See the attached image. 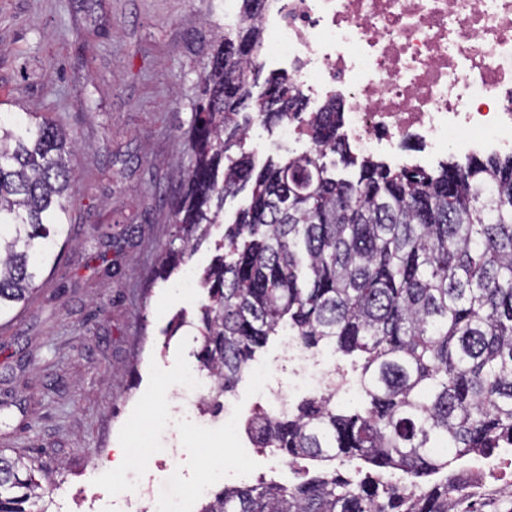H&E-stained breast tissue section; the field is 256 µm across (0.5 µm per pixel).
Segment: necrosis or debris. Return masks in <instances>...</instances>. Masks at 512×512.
<instances>
[{
	"label": "necrosis or debris",
	"mask_w": 512,
	"mask_h": 512,
	"mask_svg": "<svg viewBox=\"0 0 512 512\" xmlns=\"http://www.w3.org/2000/svg\"><path fill=\"white\" fill-rule=\"evenodd\" d=\"M262 26L258 62L285 70L306 101L336 99L355 156L399 169L512 153V0H265ZM281 343L290 375L251 370L273 412H290L302 387L347 395L342 369L295 337ZM214 385L208 372L185 377L172 423L206 426L199 405Z\"/></svg>",
	"instance_id": "obj_1"
}]
</instances>
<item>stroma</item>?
Returning <instances> with one entry per match:
<instances>
[{"label":"stroma","instance_id":"obj_1","mask_svg":"<svg viewBox=\"0 0 512 512\" xmlns=\"http://www.w3.org/2000/svg\"><path fill=\"white\" fill-rule=\"evenodd\" d=\"M228 0H0V112L62 119L73 159L68 242L29 303L0 318V450L33 459L55 482L51 512H120L129 496L198 512L201 485H292L300 466H270L222 428L164 420L168 396L197 367L188 289L248 195L189 263L155 281L175 232L170 200L191 155L185 134L199 74L224 32ZM280 127L253 121L257 163L306 151L275 147ZM132 457L112 469L114 449Z\"/></svg>","mask_w":512,"mask_h":512}]
</instances>
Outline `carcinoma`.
Wrapping results in <instances>:
<instances>
[{
    "label": "carcinoma",
    "instance_id": "1",
    "mask_svg": "<svg viewBox=\"0 0 512 512\" xmlns=\"http://www.w3.org/2000/svg\"><path fill=\"white\" fill-rule=\"evenodd\" d=\"M241 2L200 71L192 165L171 201L181 247L163 251L155 279L191 255L224 199L250 189L201 278L197 358L218 379L207 408L285 331L358 365L362 397L352 412L309 398L286 415L255 414L257 447L314 461L318 472L291 487L210 492L199 512H512V485H484L456 466L512 447V156L393 170L350 153L333 100L306 152L259 170L246 153L224 165L250 118L279 124L304 110L284 77L265 78L253 98L264 0ZM76 150L59 119L0 115V316L26 303L56 260ZM329 154L357 172L332 175ZM345 459L399 472L419 491L327 470ZM35 471L0 453V512H49L54 481Z\"/></svg>",
    "mask_w": 512,
    "mask_h": 512
}]
</instances>
